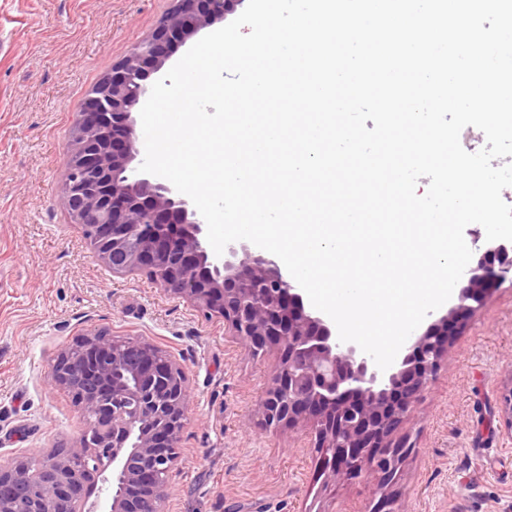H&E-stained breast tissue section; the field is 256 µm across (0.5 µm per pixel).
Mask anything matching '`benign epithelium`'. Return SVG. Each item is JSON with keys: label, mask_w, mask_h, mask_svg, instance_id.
Listing matches in <instances>:
<instances>
[{"label": "benign epithelium", "mask_w": 512, "mask_h": 512, "mask_svg": "<svg viewBox=\"0 0 512 512\" xmlns=\"http://www.w3.org/2000/svg\"><path fill=\"white\" fill-rule=\"evenodd\" d=\"M233 0H175L153 34L136 43L90 92L75 114L62 194L73 222L114 273L144 271L164 291L208 318L224 320L254 353L275 350L279 364L262 400L263 424L276 431L302 425L324 448L315 469L323 486L354 480L375 484L371 512H402L394 489L406 440L397 430L416 410L453 337L483 305L491 288L512 274V246L489 241L468 264L456 297L440 317L409 337L408 352L386 370L335 323L315 313L303 289L277 262L247 241L216 255L193 202L166 180L139 172L141 139L134 113L147 101L148 80L167 73L169 46L224 21ZM121 251L125 262L112 263ZM93 373L77 397L84 428L72 443L36 465L0 457V512H14L12 491L32 501L64 499L66 512H164L188 420L185 372L158 347L104 331L81 335L54 359L52 382L71 389ZM499 413L512 435V377ZM100 485L90 497L87 480Z\"/></svg>", "instance_id": "1"}]
</instances>
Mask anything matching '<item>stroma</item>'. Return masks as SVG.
Listing matches in <instances>:
<instances>
[{
	"instance_id": "obj_1",
	"label": "stroma",
	"mask_w": 512,
	"mask_h": 512,
	"mask_svg": "<svg viewBox=\"0 0 512 512\" xmlns=\"http://www.w3.org/2000/svg\"><path fill=\"white\" fill-rule=\"evenodd\" d=\"M174 0H0V456L42 458L84 420L49 365L94 329L174 356L190 387L167 512H368L371 484L315 481L308 428H265L279 355L255 356L142 272L112 273L61 196L75 112ZM512 279L493 288L400 427L403 512H512Z\"/></svg>"
}]
</instances>
